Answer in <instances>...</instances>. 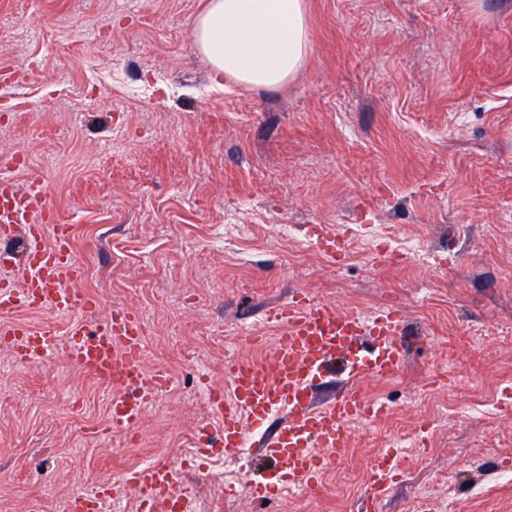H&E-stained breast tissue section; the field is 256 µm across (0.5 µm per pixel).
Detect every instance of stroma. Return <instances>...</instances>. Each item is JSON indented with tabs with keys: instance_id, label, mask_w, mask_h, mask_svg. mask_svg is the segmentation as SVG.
I'll list each match as a JSON object with an SVG mask.
<instances>
[{
	"instance_id": "35a3bbf8",
	"label": "stroma",
	"mask_w": 512,
	"mask_h": 512,
	"mask_svg": "<svg viewBox=\"0 0 512 512\" xmlns=\"http://www.w3.org/2000/svg\"><path fill=\"white\" fill-rule=\"evenodd\" d=\"M204 2L0 0V177L42 187L72 227L67 287L95 298L92 319L137 313L147 375L172 380L136 430L112 429V387L69 356L82 315L16 311L62 342L35 364L0 345V512H64L177 463L220 426L207 395L225 362L263 363L282 334L277 304L368 319L389 294L405 366L358 382L390 412L347 424L344 467L285 503L253 497V464L234 494L191 488L209 512H359L389 450L399 471L375 512H412L422 484L432 512H512V0H307L309 56L270 91L214 76L194 45ZM407 238L432 266L373 250Z\"/></svg>"
}]
</instances>
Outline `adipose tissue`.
I'll return each instance as SVG.
<instances>
[{
  "label": "adipose tissue",
  "instance_id": "1",
  "mask_svg": "<svg viewBox=\"0 0 512 512\" xmlns=\"http://www.w3.org/2000/svg\"><path fill=\"white\" fill-rule=\"evenodd\" d=\"M193 33L215 76L256 90L287 83L311 50L305 0H207Z\"/></svg>",
  "mask_w": 512,
  "mask_h": 512
}]
</instances>
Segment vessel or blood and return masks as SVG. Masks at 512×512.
Segmentation results:
<instances>
[{
  "label": "vessel or blood",
  "mask_w": 512,
  "mask_h": 512,
  "mask_svg": "<svg viewBox=\"0 0 512 512\" xmlns=\"http://www.w3.org/2000/svg\"><path fill=\"white\" fill-rule=\"evenodd\" d=\"M0 232L21 233L26 249L16 256L25 278L21 286L0 284V313L19 308L52 306L62 313L89 312L96 303L83 291L61 287L62 278H78L71 251L70 228L56 223L42 188L20 190L0 178ZM53 228L54 242L44 241ZM273 320L284 325L268 361L255 364L235 361L224 367L227 391H212L210 405L222 424L218 438L225 455L243 443L244 422L264 425L276 412L285 421L261 438L258 458L281 469L295 489L314 487L324 467L321 449L346 445L344 425L351 418L384 414V406L368 401L355 387L365 378L386 379L404 365V320L395 309L365 321L337 312L322 302L298 298L274 307ZM69 351L75 365L99 382L115 387L112 397L113 429L132 430L141 420L147 397L167 383L165 376L149 377L144 369L143 329L130 311L116 309L93 328L76 327ZM22 341V362L35 363L54 351L60 342L50 328L32 329L19 322L0 325V343ZM345 374L336 393L320 398L319 390L335 371ZM397 463L392 453L378 456L369 475V492L361 503L371 512L380 491L392 481ZM137 497L141 512H166L173 495L175 472L165 462L136 469L125 479Z\"/></svg>",
  "instance_id": "1"
}]
</instances>
